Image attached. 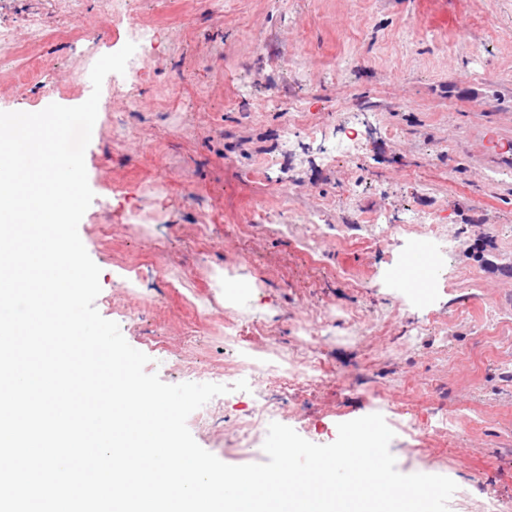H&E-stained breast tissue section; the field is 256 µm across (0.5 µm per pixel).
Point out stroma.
Segmentation results:
<instances>
[{
	"instance_id": "35a3bbf8",
	"label": "stroma",
	"mask_w": 512,
	"mask_h": 512,
	"mask_svg": "<svg viewBox=\"0 0 512 512\" xmlns=\"http://www.w3.org/2000/svg\"><path fill=\"white\" fill-rule=\"evenodd\" d=\"M38 2L70 34L33 41L9 25L26 0H0L15 50L0 64V111L80 105L94 63L130 29L161 32L148 81L104 80L112 98L85 152L94 199L78 227L101 270L95 305L148 356L147 372L197 383L237 349L307 353L325 373L282 399L279 423L329 444L339 423L393 402L405 413L390 424L399 472L451 478L450 512H483L489 495L512 502V0H135L118 19L98 0L79 12ZM130 96L140 109L119 137L112 114ZM298 98L308 109L288 138ZM346 128L360 135L357 161L326 162ZM349 189L354 211L337 204ZM261 208L286 212L289 225L248 228ZM422 212L457 242L440 270L446 286L421 294L393 271L425 232L386 237L381 226ZM312 217L326 237L311 239ZM131 264L134 293L122 286ZM352 310L372 332L344 325ZM326 312L334 326L309 343L301 322ZM228 319L265 332L229 342ZM239 376L248 390L187 426L222 462L260 463L263 437L239 440L233 423L270 386ZM445 415L458 419L447 433L437 428Z\"/></svg>"
}]
</instances>
